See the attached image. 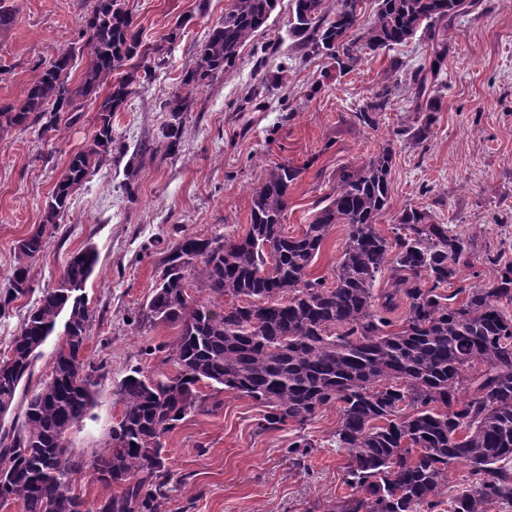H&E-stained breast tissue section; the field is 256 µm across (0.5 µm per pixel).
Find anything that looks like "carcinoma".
Returning <instances> with one entry per match:
<instances>
[{
    "instance_id": "cac0c4a2",
    "label": "carcinoma",
    "mask_w": 512,
    "mask_h": 512,
    "mask_svg": "<svg viewBox=\"0 0 512 512\" xmlns=\"http://www.w3.org/2000/svg\"><path fill=\"white\" fill-rule=\"evenodd\" d=\"M293 0L288 33L303 56L325 55L339 69L421 34L429 64L409 81L418 117L396 131L422 144L429 138L440 97L436 87L448 56L443 32L468 0H377L361 19L362 0ZM276 0H227L224 15L198 46L195 62L164 103L171 120L160 131L168 153L179 149L183 114L192 98L232 69L241 50L267 29ZM182 23L152 44L143 43L126 0H93L79 33L87 61L72 82L74 51L58 53L37 70L22 99L0 105V134L38 127L59 129L64 113L78 119L96 104V123L70 155L45 203L42 223L17 246L0 317L31 290L33 264L73 192L99 170L116 144L113 119L136 87L151 80L180 36ZM388 96L378 94L356 113L373 128ZM394 143L368 160L344 167L334 198L298 236L282 224L300 169L267 166L251 190V217L241 237L182 235L169 245L141 320L179 328L165 361L173 373L134 368L112 390L122 413L103 450L82 465L67 448L69 431L95 398V369L84 351L92 313L77 292L98 256L73 254L53 288L28 312L10 353L0 356V412L22 399L24 421L9 443L0 436V506L22 512H162L170 471L161 438L203 407L198 384L221 385L267 408L262 432L300 427L339 406L336 445L348 456L346 483L357 492L326 502L321 512H493L512 507V263H493L491 283L461 285L471 266L469 238L436 224L424 208L395 217L394 237L376 229L389 208ZM347 239L334 282L311 277V265L332 227ZM385 286L375 291L379 277ZM464 296L458 301V296ZM397 324L388 317L400 303ZM67 313L63 339L52 350L50 375L32 391L40 348ZM455 463L468 479L451 501L439 498ZM88 468L119 489L91 508L75 488Z\"/></svg>"
}]
</instances>
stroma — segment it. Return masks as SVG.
<instances>
[{
	"mask_svg": "<svg viewBox=\"0 0 512 512\" xmlns=\"http://www.w3.org/2000/svg\"><path fill=\"white\" fill-rule=\"evenodd\" d=\"M16 11L0 31V102L22 98L36 68L77 46L91 0H8ZM226 0H128L145 40L180 26L167 63L151 84L131 96L113 121L119 144L97 173L73 194L46 252L32 269V290L0 318V352H7L43 289L54 287L70 256L93 245L95 273L81 295L93 313L85 356L97 366V394L87 417L68 434L73 458L89 460L109 437L121 407L112 394L130 368L162 369L159 345L176 328L138 323L151 295L164 251L180 235L242 236L250 224V191L268 164L301 168L283 224L302 233L336 190L342 167L379 152L408 124L415 105L411 72L427 64L421 37L370 55L354 69L339 70L325 56L302 58L288 34L291 0H277L269 29L239 55L228 73L196 95L185 113L175 154L153 141L169 120L163 104L198 45L224 14ZM449 52L439 77L440 107L425 145H395L389 177L390 208L377 224L390 235L397 213L412 205L433 221L474 235L464 278L487 283L486 258L512 262V0H480L472 13L448 28ZM278 72V84L264 85ZM388 91L389 104L376 128L357 112ZM96 111L37 137L11 130L0 136V288L14 254L40 224L53 185L69 156L93 131ZM146 154L132 191H125L129 153ZM218 411L189 414L163 439L172 474L167 512H317L343 497L346 454L332 441L339 407L319 412L304 428L257 431L263 407L219 387H202ZM307 436L314 449L304 463L288 459L290 443Z\"/></svg>",
	"mask_w": 512,
	"mask_h": 512,
	"instance_id": "1",
	"label": "stroma"
}]
</instances>
